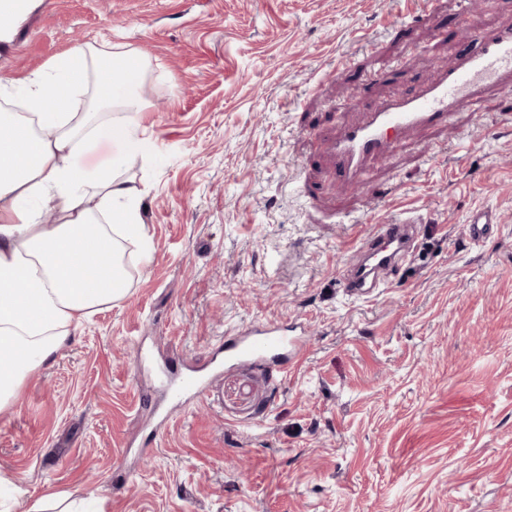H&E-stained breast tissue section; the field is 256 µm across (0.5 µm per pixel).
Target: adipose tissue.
<instances>
[{
  "instance_id": "obj_1",
  "label": "adipose tissue",
  "mask_w": 512,
  "mask_h": 512,
  "mask_svg": "<svg viewBox=\"0 0 512 512\" xmlns=\"http://www.w3.org/2000/svg\"><path fill=\"white\" fill-rule=\"evenodd\" d=\"M146 65L90 46L55 58L24 84L25 116L0 115V412L100 307L124 298L126 245L145 239L142 199L114 171L150 142L136 89ZM91 86L113 117L96 122L71 92ZM114 151L97 174L83 157ZM58 212L57 223L43 209Z\"/></svg>"
}]
</instances>
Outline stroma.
I'll return each instance as SVG.
<instances>
[{"instance_id": "stroma-1", "label": "stroma", "mask_w": 512, "mask_h": 512, "mask_svg": "<svg viewBox=\"0 0 512 512\" xmlns=\"http://www.w3.org/2000/svg\"><path fill=\"white\" fill-rule=\"evenodd\" d=\"M460 20L458 0H29L0 23L16 105L78 47L142 59L152 141L118 172L149 235L128 294L0 413V512L50 490L95 512H512V92L409 132L355 188L325 153L444 69ZM478 208L499 220L481 245ZM403 218L411 256L347 296L361 237ZM253 320L305 329L284 372L218 358ZM186 366L208 398L171 399Z\"/></svg>"}]
</instances>
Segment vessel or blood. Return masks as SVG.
I'll return each mask as SVG.
<instances>
[{"label":"vessel or blood","instance_id":"1","mask_svg":"<svg viewBox=\"0 0 512 512\" xmlns=\"http://www.w3.org/2000/svg\"><path fill=\"white\" fill-rule=\"evenodd\" d=\"M467 24L474 49L452 57L437 81L418 84L410 93L374 107L361 122L345 129L332 146L337 180L358 183L365 174L367 162L385 155L411 127H449L459 101L481 100L494 90L512 87V27L488 34L481 30L475 19H468ZM496 227L495 215L479 210L470 217L466 231L471 241L479 243ZM415 233L416 226L409 220L376 225L358 248L361 263L343 279L346 293L360 297L370 288L387 281L408 253ZM304 346L300 331L257 322L225 337L224 357L238 363L260 359L278 370L283 367L289 352H300ZM207 387L206 380L189 371L180 377L172 395L176 398L198 397Z\"/></svg>","mask_w":512,"mask_h":512}]
</instances>
